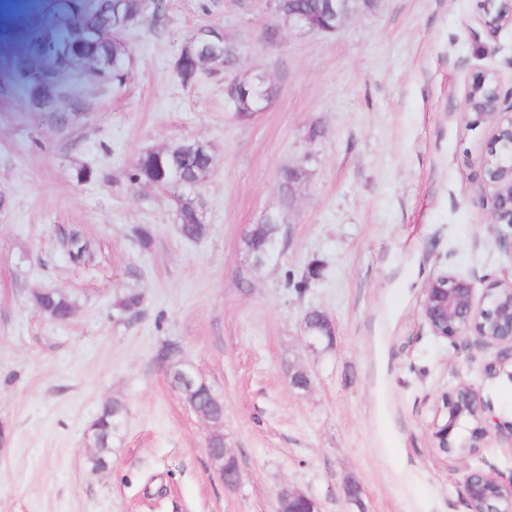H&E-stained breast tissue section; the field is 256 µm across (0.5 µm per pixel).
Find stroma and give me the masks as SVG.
<instances>
[{
  "mask_svg": "<svg viewBox=\"0 0 512 512\" xmlns=\"http://www.w3.org/2000/svg\"><path fill=\"white\" fill-rule=\"evenodd\" d=\"M166 5L165 25L126 33L122 87L70 78L84 107L65 129L16 95L22 16L0 13V512H276L285 487L320 512H466L435 410L465 381L512 426V365L434 336L420 310L442 270L512 280V226L490 223L475 162L487 127L461 114L478 72L512 90V27L489 32L481 0H376L330 34L277 25L263 0ZM208 30L238 46L233 74L183 83L175 63ZM259 73L275 95L239 121L225 88ZM183 139L213 156L198 240L174 191L129 180L141 151ZM269 214L256 269L243 239ZM75 236L92 260L70 259ZM44 288L69 321L37 313ZM313 312L331 328L315 345ZM169 340L224 406L236 487L156 360ZM115 399L125 420L96 471L86 430Z\"/></svg>",
  "mask_w": 512,
  "mask_h": 512,
  "instance_id": "1",
  "label": "stroma"
}]
</instances>
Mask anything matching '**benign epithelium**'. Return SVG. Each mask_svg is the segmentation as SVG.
Returning a JSON list of instances; mask_svg holds the SVG:
<instances>
[{"label": "benign epithelium", "mask_w": 512, "mask_h": 512, "mask_svg": "<svg viewBox=\"0 0 512 512\" xmlns=\"http://www.w3.org/2000/svg\"><path fill=\"white\" fill-rule=\"evenodd\" d=\"M336 28L355 12L376 0H333ZM483 25L490 30L512 26V0H483ZM286 25L306 31H324L307 14L288 11ZM223 36L209 32L200 39L197 56L206 64L216 58ZM488 126L489 137L477 157L484 181L490 189L486 207L495 224H512V106H502L498 79L493 72L478 73L470 83L462 110ZM421 315L432 334L454 343L473 340L476 347L498 348L499 363L512 362V281L495 280L477 289L476 282L454 273L439 272L423 288ZM490 408L473 385L461 382L444 392L432 425L433 448L443 460L462 467V498L467 512H512V476L494 471H473L469 457L489 447L497 438L489 417ZM318 512L305 494L284 489L278 496L279 512L285 501Z\"/></svg>", "instance_id": "7a95c632"}]
</instances>
